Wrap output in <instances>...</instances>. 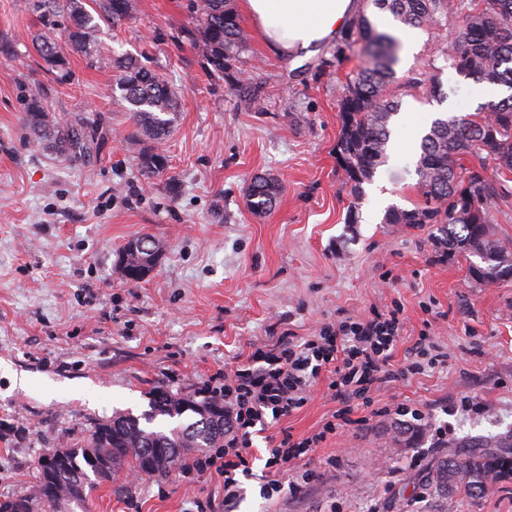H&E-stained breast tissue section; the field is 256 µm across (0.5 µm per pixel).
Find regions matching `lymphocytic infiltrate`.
<instances>
[{
    "label": "lymphocytic infiltrate",
    "mask_w": 512,
    "mask_h": 512,
    "mask_svg": "<svg viewBox=\"0 0 512 512\" xmlns=\"http://www.w3.org/2000/svg\"><path fill=\"white\" fill-rule=\"evenodd\" d=\"M402 329L399 309H373L359 319L324 323L314 336L282 343L277 351H255L245 364L224 375L223 447L186 466V473L223 478L224 501L232 503L242 479L253 473V435L302 409L312 386L324 376L339 409L316 433L297 438L282 432L271 438L267 450L264 493L299 495L315 479L310 470L298 468L314 448L351 426L355 408L372 405V391L422 373L416 359L395 360ZM288 467L293 474L287 479L283 473Z\"/></svg>",
    "instance_id": "obj_1"
}]
</instances>
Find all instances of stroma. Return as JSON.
<instances>
[{
	"label": "stroma",
	"instance_id": "obj_1",
	"mask_svg": "<svg viewBox=\"0 0 512 512\" xmlns=\"http://www.w3.org/2000/svg\"><path fill=\"white\" fill-rule=\"evenodd\" d=\"M190 0H137L124 25L103 28L95 57L68 53L57 79L33 47L39 35L66 47L65 20L44 26L29 0H0V496L30 491L48 450L82 443L117 410L140 414L162 385L195 395L225 368L284 336L304 338L339 316L400 307L404 357L424 328L441 338L447 363L392 382L374 395L390 414L358 410L350 430L321 443L307 466L318 475L297 498H263L266 443L255 437L253 475L232 512H512V474L477 497L428 487L440 459L474 448H512V278L471 282L464 258H448L428 227L387 224V205L419 199L416 147L433 115L463 116L511 93L459 76L443 51L446 31H418L393 90L401 101L387 164L374 177L390 196L364 195L356 223L336 161L338 90L362 59L323 73L331 46L287 61L248 36L239 67L263 88L261 111L237 107L211 79L181 28ZM133 56L181 91L164 148L165 175H141L124 140L131 106L112 94L113 59ZM439 67L442 93L417 96L411 78ZM40 96L59 121L88 119L89 155L64 160L30 143L22 117ZM270 173L284 186L276 207L253 214L244 193ZM180 185L169 196L167 179ZM148 234L162 254L148 276L127 282L118 255ZM470 396L476 412L455 411ZM421 410L403 422L397 405ZM338 408L325 383L281 421L294 436L322 427ZM445 426V442L434 429ZM419 465H409L413 454ZM215 476L124 479L102 486L88 512H194L220 492Z\"/></svg>",
	"mask_w": 512,
	"mask_h": 512
}]
</instances>
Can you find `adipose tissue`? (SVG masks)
Wrapping results in <instances>:
<instances>
[{"instance_id":"1","label":"adipose tissue","mask_w":512,"mask_h":512,"mask_svg":"<svg viewBox=\"0 0 512 512\" xmlns=\"http://www.w3.org/2000/svg\"><path fill=\"white\" fill-rule=\"evenodd\" d=\"M266 47L296 59L334 42L359 12L360 0H242Z\"/></svg>"}]
</instances>
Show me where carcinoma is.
I'll list each match as a JSON object with an SVG mask.
<instances>
[{
	"instance_id": "obj_1",
	"label": "carcinoma",
	"mask_w": 512,
	"mask_h": 512,
	"mask_svg": "<svg viewBox=\"0 0 512 512\" xmlns=\"http://www.w3.org/2000/svg\"><path fill=\"white\" fill-rule=\"evenodd\" d=\"M366 9L356 15L340 36L333 58L340 64L354 53L364 59L347 75L339 89L341 127L336 141V160L349 187L350 223L363 199V184L373 179L388 162L391 123L400 101L391 86L397 81L398 41L377 28L367 8L389 13L400 24L418 29L441 30L448 20L452 28V62L457 74L478 82L501 85L511 94L483 104L464 117L435 120L420 140L414 173L420 200L411 208L392 206L384 215L387 224L412 228H436L435 244L448 256H462L476 284L512 278V250L493 238L490 209L501 199L497 185L487 175L512 173V0H365ZM66 0L69 50L89 54L95 49L100 23L114 27L127 21L134 0ZM32 8L51 25L61 13V0H33ZM194 26L188 36L208 74L236 92L240 108L261 109V86L242 84L237 63L247 38L230 0H192ZM37 51L51 70L67 72V57L54 43L42 40ZM115 86L121 98L133 106V131L127 141L155 143L138 151L142 175L158 176L168 159L158 145L169 135L180 94L161 74L132 56L116 60ZM439 68L409 82L426 95L440 85ZM32 142L61 157L82 154L86 136L78 128L50 116L42 101L31 98L23 117ZM478 158L468 167L464 159ZM282 184L270 176H255L245 196L256 215L271 211L283 193ZM157 257L142 249L122 248L120 271L130 281L141 280ZM224 445V397H198L158 387L149 398V409L139 415L116 411L94 423L86 442L76 448L51 452L54 460L41 458L33 492L0 498V512H44L52 505H67L85 512L86 504L103 485L122 474L154 478L167 476L186 462ZM512 472V451H488L443 460L429 477V485L446 493L464 489L476 496L486 491L489 475Z\"/></svg>"
}]
</instances>
